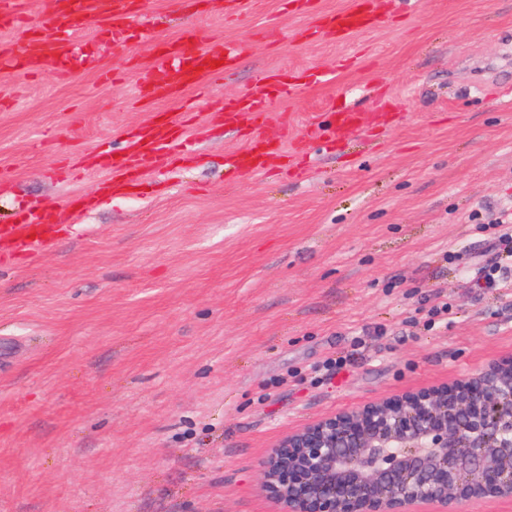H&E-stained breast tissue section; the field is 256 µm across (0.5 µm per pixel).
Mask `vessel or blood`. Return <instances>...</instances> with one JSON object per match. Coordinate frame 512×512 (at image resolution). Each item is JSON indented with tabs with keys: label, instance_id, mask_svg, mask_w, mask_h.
I'll return each instance as SVG.
<instances>
[{
	"label": "vessel or blood",
	"instance_id": "vessel-or-blood-1",
	"mask_svg": "<svg viewBox=\"0 0 512 512\" xmlns=\"http://www.w3.org/2000/svg\"><path fill=\"white\" fill-rule=\"evenodd\" d=\"M373 5L374 0H353L347 11L321 16L312 27L311 34L315 37L333 34L338 40H348L353 34L376 25L379 17ZM80 25H91L108 34L113 44H126L132 39L137 26L133 0H64L61 12L45 16L34 28L28 26L19 0H0V29L10 30L34 44L33 50L25 56L1 47L0 67L28 74L51 71L67 77L69 69L65 61L77 49L70 35ZM196 39L195 30L188 29L178 40L158 43L156 64L168 69L170 76L164 81L147 78L142 84L140 102L151 104L164 98L183 97L205 79L231 71L243 53L242 46L233 42H216L202 49ZM269 107L266 95L254 93L244 94L233 105L225 107L224 125L227 129H238L241 114L247 113L252 117L247 147L229 160L234 171L263 169L273 157L274 152L266 144L263 132ZM183 128V122L168 118L159 123H146L127 135L122 151L105 157L104 170L113 183H121L136 157L158 155L177 145L182 139ZM44 222L43 213L33 210L28 214L26 225L7 228L6 234L15 250L32 251L46 245L47 239L42 230Z\"/></svg>",
	"mask_w": 512,
	"mask_h": 512
}]
</instances>
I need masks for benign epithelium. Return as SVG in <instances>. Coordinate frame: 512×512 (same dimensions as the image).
Masks as SVG:
<instances>
[{
    "mask_svg": "<svg viewBox=\"0 0 512 512\" xmlns=\"http://www.w3.org/2000/svg\"><path fill=\"white\" fill-rule=\"evenodd\" d=\"M279 512H460L512 501V356L471 376L320 419L261 464Z\"/></svg>",
    "mask_w": 512,
    "mask_h": 512,
    "instance_id": "1",
    "label": "benign epithelium"
}]
</instances>
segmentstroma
<instances>
[{
  "mask_svg": "<svg viewBox=\"0 0 512 512\" xmlns=\"http://www.w3.org/2000/svg\"><path fill=\"white\" fill-rule=\"evenodd\" d=\"M224 2L142 0L127 45L76 33L71 77L0 72V226L92 200L41 253L0 244V512H274L260 465L289 433L512 355V293L474 282L505 261L512 0H377L345 43L306 30L350 0ZM188 28L245 51L189 92L183 150L104 190L94 155L181 116L134 90ZM275 73L265 135L308 142L230 173L222 108ZM345 110L366 124L315 138Z\"/></svg>",
  "mask_w": 512,
  "mask_h": 512,
  "instance_id": "1",
  "label": "stroma"
}]
</instances>
